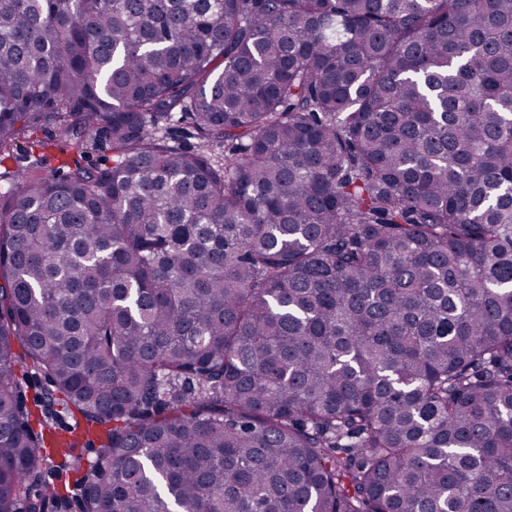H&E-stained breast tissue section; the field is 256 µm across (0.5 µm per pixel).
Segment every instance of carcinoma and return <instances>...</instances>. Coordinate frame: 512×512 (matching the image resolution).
Segmentation results:
<instances>
[{"instance_id":"obj_1","label":"carcinoma","mask_w":512,"mask_h":512,"mask_svg":"<svg viewBox=\"0 0 512 512\" xmlns=\"http://www.w3.org/2000/svg\"><path fill=\"white\" fill-rule=\"evenodd\" d=\"M1 167L0 512L19 364L81 512H512V0H0ZM97 447L98 443L95 441L93 446H84V444H82L80 447L75 448L73 455L75 457H81L83 467L78 472L73 470H64V472L60 473L53 471L52 475L47 477V480L51 484L54 483V485L57 486L61 492L68 491L70 493H75L76 484L84 477L87 472L86 462L93 460L95 457V454L91 448Z\"/></svg>"}]
</instances>
